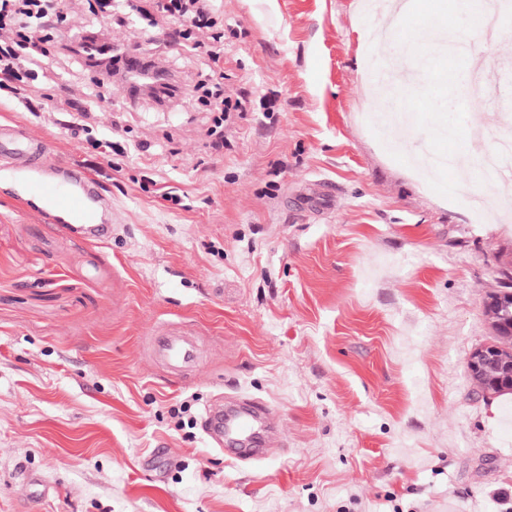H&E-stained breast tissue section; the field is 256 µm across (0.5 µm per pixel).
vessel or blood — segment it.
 I'll return each mask as SVG.
<instances>
[{
    "instance_id": "obj_1",
    "label": "vessel or blood",
    "mask_w": 512,
    "mask_h": 512,
    "mask_svg": "<svg viewBox=\"0 0 512 512\" xmlns=\"http://www.w3.org/2000/svg\"><path fill=\"white\" fill-rule=\"evenodd\" d=\"M10 173L25 195L38 198L56 229L79 235L83 240H106L112 225V203L98 184L70 163L49 161L42 143L7 126H0V173ZM151 358L168 375L185 378L201 362L200 338L192 331L175 328L151 337ZM203 430L210 447L223 449L225 439L238 446V460L265 457L252 447V440L266 434L268 441L281 435L277 413L253 398L215 399L203 411Z\"/></svg>"
}]
</instances>
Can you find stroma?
Wrapping results in <instances>:
<instances>
[{
    "mask_svg": "<svg viewBox=\"0 0 512 512\" xmlns=\"http://www.w3.org/2000/svg\"><path fill=\"white\" fill-rule=\"evenodd\" d=\"M451 2L423 0L392 35L433 57L442 34L463 37L481 67L484 42ZM219 6L224 95L276 101L273 117L225 122L220 151L196 88L206 57L185 53L177 23L152 30L133 11L118 26L96 0L56 29L147 45L176 97L97 86L54 54L32 94L40 112L0 94V123L25 125L112 200L100 245L0 185V512H512V395L483 396L465 366L492 334L482 307L512 267V219L474 222L444 177L396 148H470L465 127H439L447 84L381 133L364 60L383 13L359 0ZM499 25L502 66L478 77L476 116L512 101V15ZM170 324L206 350L199 375L173 384L145 349ZM218 395L278 411L270 455L208 447L202 412Z\"/></svg>",
    "mask_w": 512,
    "mask_h": 512,
    "instance_id": "stroma-1",
    "label": "stroma"
}]
</instances>
